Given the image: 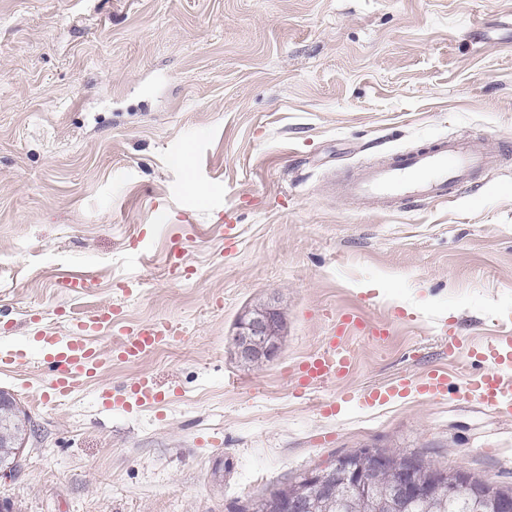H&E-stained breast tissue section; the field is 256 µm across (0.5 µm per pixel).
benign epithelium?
Returning <instances> with one entry per match:
<instances>
[{
  "label": "benign epithelium",
  "mask_w": 512,
  "mask_h": 512,
  "mask_svg": "<svg viewBox=\"0 0 512 512\" xmlns=\"http://www.w3.org/2000/svg\"><path fill=\"white\" fill-rule=\"evenodd\" d=\"M283 326L280 309L267 303L243 314L236 333L228 337V346L246 365L270 361L278 355ZM17 415L16 403L0 398L1 481L14 477L20 451L32 433V425L19 422ZM473 483V477L462 468L449 471L447 479L440 481L437 472L417 456H396L379 448L363 447L311 469L268 509L306 512L309 503L303 498L305 492L326 497L344 491L364 505L362 512H380L379 503L385 496L391 499L390 512H410V501L423 491L426 500L433 504L431 512H439L434 503L442 493L469 488ZM474 512H512V492L494 490L476 494Z\"/></svg>",
  "instance_id": "obj_1"
}]
</instances>
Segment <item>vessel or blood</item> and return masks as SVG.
Masks as SVG:
<instances>
[{
    "mask_svg": "<svg viewBox=\"0 0 512 512\" xmlns=\"http://www.w3.org/2000/svg\"><path fill=\"white\" fill-rule=\"evenodd\" d=\"M499 162V155L489 150L482 139L451 137L427 149L397 153L386 166L364 170L345 183L343 195L353 201L386 207L413 198L444 201L470 182L476 172L495 167ZM367 327L380 340L387 339L390 334L384 322L369 325L358 315H343L335 336L330 337L326 347L308 355L298 365L296 373L301 389H317L346 377L353 369L348 339L351 334ZM111 329L112 315L105 312L89 320H76L70 324L66 335L41 334L40 349L49 355L52 370L45 399L70 396L97 376L102 361L94 340ZM177 336L175 325L156 322L134 335L116 338L111 356L123 362H135L161 342ZM462 348L469 356L483 362L482 372L456 381L452 378V367L437 366L411 379L400 378L369 386L359 393L358 398L364 406L373 407L411 393L437 400L453 391L461 399L477 401L512 417V336H496L481 344L464 347L459 342H449V358H456ZM129 392L141 406L163 399L154 379L147 374L138 376Z\"/></svg>",
    "mask_w": 512,
    "mask_h": 512,
    "instance_id": "vessel-or-blood-1",
    "label": "vessel or blood"
}]
</instances>
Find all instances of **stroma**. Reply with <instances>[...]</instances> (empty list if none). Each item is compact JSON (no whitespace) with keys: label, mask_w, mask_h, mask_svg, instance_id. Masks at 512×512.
Returning <instances> with one entry per match:
<instances>
[{"label":"stroma","mask_w":512,"mask_h":512,"mask_svg":"<svg viewBox=\"0 0 512 512\" xmlns=\"http://www.w3.org/2000/svg\"><path fill=\"white\" fill-rule=\"evenodd\" d=\"M512 0H0V372L35 430L0 501L23 512H236L363 446L512 488V421L343 392L448 360L449 337L512 330V153L448 200L357 205L337 181L449 136L512 146ZM232 220L233 237L224 222ZM89 275L82 293L56 288ZM278 299L271 361L226 345ZM116 308L114 337L179 339L45 401L37 337ZM359 310L346 380L296 365ZM151 374L152 406L102 389Z\"/></svg>","instance_id":"1"}]
</instances>
